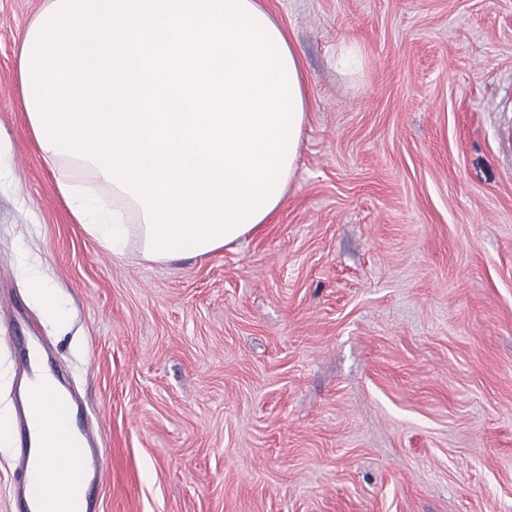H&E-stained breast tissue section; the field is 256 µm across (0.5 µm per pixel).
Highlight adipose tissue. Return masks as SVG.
Instances as JSON below:
<instances>
[{"label": "adipose tissue", "instance_id": "adipose-tissue-1", "mask_svg": "<svg viewBox=\"0 0 512 512\" xmlns=\"http://www.w3.org/2000/svg\"><path fill=\"white\" fill-rule=\"evenodd\" d=\"M18 73L46 162H73L137 213L141 255L203 257L269 223L294 176L306 82L261 0H48L26 29ZM85 230L113 252L123 215L77 198ZM40 445L73 448L53 387Z\"/></svg>", "mask_w": 512, "mask_h": 512}]
</instances>
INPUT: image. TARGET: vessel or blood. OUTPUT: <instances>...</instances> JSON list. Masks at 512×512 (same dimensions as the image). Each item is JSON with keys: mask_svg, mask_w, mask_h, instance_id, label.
Segmentation results:
<instances>
[{"mask_svg": "<svg viewBox=\"0 0 512 512\" xmlns=\"http://www.w3.org/2000/svg\"><path fill=\"white\" fill-rule=\"evenodd\" d=\"M16 342L26 348L20 367L23 384L37 382L41 375L40 362L48 351L46 339L41 337L31 344L26 337L20 336ZM52 429L51 421L29 406L26 399H19L14 418L17 447L14 456L16 490L11 501V512H43L57 496L56 484L39 474L40 461L47 451L32 444L33 433L47 434ZM78 434L82 442L80 455L74 457L67 453L55 454L56 467L61 471L80 470L84 480L96 482L102 476L108 461L104 438L88 425L80 428Z\"/></svg>", "mask_w": 512, "mask_h": 512, "instance_id": "1", "label": "vessel or blood"}]
</instances>
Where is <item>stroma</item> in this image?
I'll return each mask as SVG.
<instances>
[{
	"label": "stroma",
	"mask_w": 512,
	"mask_h": 512,
	"mask_svg": "<svg viewBox=\"0 0 512 512\" xmlns=\"http://www.w3.org/2000/svg\"><path fill=\"white\" fill-rule=\"evenodd\" d=\"M263 2L307 79L294 180L155 263L73 215L18 77L44 0H0V301L97 416L99 512H512V0ZM24 272L42 309L49 314L59 316L56 295L48 275L36 265L26 266Z\"/></svg>",
	"instance_id": "1"
}]
</instances>
